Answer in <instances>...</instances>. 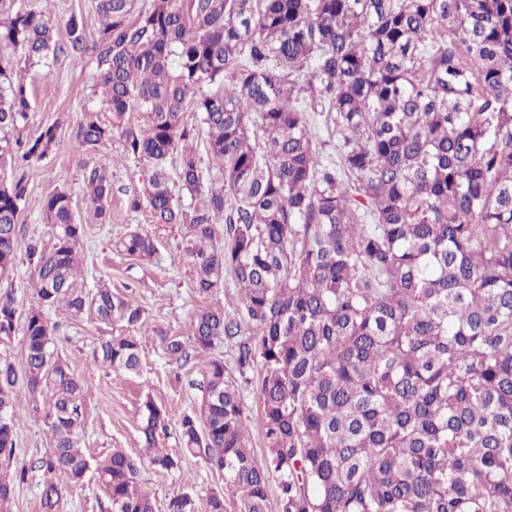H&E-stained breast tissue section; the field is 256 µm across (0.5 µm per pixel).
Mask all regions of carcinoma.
<instances>
[{
    "instance_id": "cac0c4a2",
    "label": "carcinoma",
    "mask_w": 512,
    "mask_h": 512,
    "mask_svg": "<svg viewBox=\"0 0 512 512\" xmlns=\"http://www.w3.org/2000/svg\"><path fill=\"white\" fill-rule=\"evenodd\" d=\"M12 6L0 0V42L25 62L96 60L112 122L88 115L78 147L120 134L151 171L129 205L183 226L196 293L213 297L226 276L238 287L237 307H204L186 338L152 328L177 366L199 359L202 398L179 417L181 449L224 474L205 501L182 492L168 512H225L228 497L240 512H512V0H96L97 36L73 16L63 43ZM13 68L0 58L1 171L43 159L59 129L32 142L6 133L30 110ZM137 110L145 131L126 122ZM188 110L222 176L205 193ZM319 110L337 165L313 140L306 113ZM177 185L203 197L186 208ZM27 193L24 175L0 180V282L17 263ZM85 195L106 223L102 169ZM43 212L51 242L26 253L37 304L19 313L0 294V339L23 328L22 374L0 363V512L29 472L13 464L19 386L35 402L52 394L43 512H61L59 480L89 470L112 512H155L136 459L80 448L87 379L57 353L46 316L90 309L130 329L95 361L131 374L144 308L107 287L74 288L84 225L63 187ZM116 248L142 260L156 251L137 230ZM218 344L234 367L211 355ZM257 369L260 460L240 384ZM142 414L149 463L178 467L158 442L168 413L148 397Z\"/></svg>"
}]
</instances>
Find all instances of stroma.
Here are the masks:
<instances>
[{"instance_id": "35a3bbf8", "label": "stroma", "mask_w": 512, "mask_h": 512, "mask_svg": "<svg viewBox=\"0 0 512 512\" xmlns=\"http://www.w3.org/2000/svg\"><path fill=\"white\" fill-rule=\"evenodd\" d=\"M18 3L39 12L58 39H65L68 21L74 15L83 18L88 36L97 34L99 18L94 0H18ZM0 56L13 59L15 68L22 70L30 93L31 109L19 124L17 135L32 141L47 125L59 126L55 145L37 163L34 175L29 178L28 194L19 217L18 254H25L33 242H49L51 227L43 216L42 203L56 187H66L75 219L84 225L83 271L76 288L88 292L106 285L127 292L144 307L148 325L190 336L194 316L207 301L195 293L187 274L188 259L180 228L152 223L147 209L133 210L128 205L129 197L142 193L149 177L147 167L125 153L118 137L99 152L76 150L77 134L86 113H96L105 123L112 119L111 112L101 104L95 59L87 56L74 60L62 56L47 66L30 65L17 59L13 48L3 42ZM95 167L106 168L112 182L111 218L106 224L88 221L90 203L85 196V182ZM135 229L148 232L155 239L157 251L151 260H140L116 250V242ZM47 315L56 326L58 353L77 374L90 379L81 443L87 456H101L114 448L139 456L142 402L149 397L171 417L159 443L179 457L177 468L168 472L148 465L140 469L138 485L151 497L155 512H167L170 499L177 493L190 491L203 499L223 487L224 479L219 473L210 470L201 459L181 452L177 420L201 401L200 375L194 365L178 369L182 380L174 382L171 372L175 369L151 331L140 337L143 361L139 376L112 371L96 365L94 354L101 340L124 334V327L106 325L89 311L76 318L65 310L53 308ZM31 407L27 394L17 392V459L25 464L47 456L53 448L50 432ZM65 512H111V502L94 474H87L81 483L70 486Z\"/></svg>"}]
</instances>
